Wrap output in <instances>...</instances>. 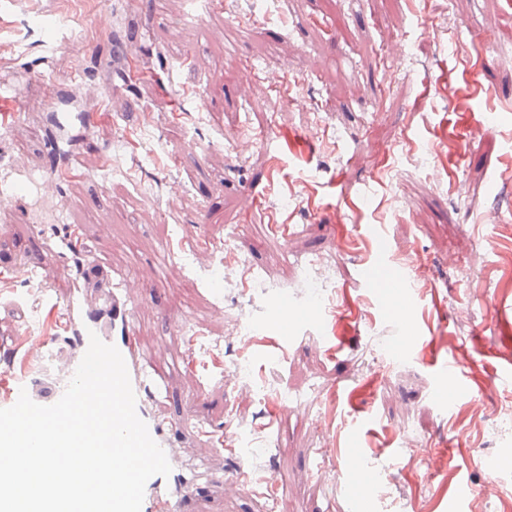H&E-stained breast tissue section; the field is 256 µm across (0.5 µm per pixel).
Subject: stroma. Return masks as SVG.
<instances>
[{
    "mask_svg": "<svg viewBox=\"0 0 512 512\" xmlns=\"http://www.w3.org/2000/svg\"><path fill=\"white\" fill-rule=\"evenodd\" d=\"M89 2L0 0V78H27L0 156L38 172L56 151L80 172L43 198L8 187L0 199V388L59 386L71 350L43 291L66 296L71 277L48 232L79 224L88 290L129 273L145 287L140 343L163 367L193 358L170 375L165 410L181 454L216 477L184 512H412L418 500L502 512L481 493V461H507L512 489V345L494 330L512 320V0H222L193 23L186 0ZM65 13L95 16L83 58L63 46ZM131 21V51L161 57L120 76L111 35ZM79 65L90 85L73 96L117 106L111 126L87 131L100 153L81 156L49 126L45 95ZM248 190L262 200L250 215ZM271 211L288 238L269 231ZM166 245L177 256L160 271ZM402 266L412 287L392 278ZM314 288L322 307L309 305ZM8 301L51 341L56 367L27 375ZM350 301V343L328 355L324 335ZM433 336L477 379L472 395L430 366ZM475 400L484 418L468 430ZM198 424L235 436L239 455H214ZM353 454L366 488L344 474ZM243 468L284 476L274 507L232 489Z\"/></svg>",
    "mask_w": 512,
    "mask_h": 512,
    "instance_id": "35a3bbf8",
    "label": "stroma"
}]
</instances>
